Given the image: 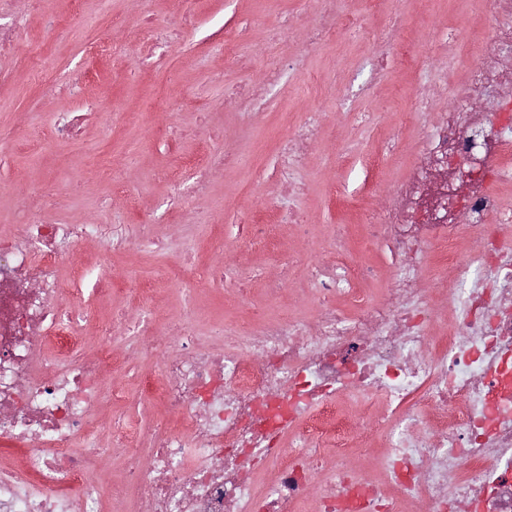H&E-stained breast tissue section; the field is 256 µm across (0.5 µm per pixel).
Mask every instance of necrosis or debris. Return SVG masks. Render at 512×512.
<instances>
[{
	"mask_svg": "<svg viewBox=\"0 0 512 512\" xmlns=\"http://www.w3.org/2000/svg\"><path fill=\"white\" fill-rule=\"evenodd\" d=\"M377 2L352 15L318 0L302 51L368 27ZM491 14L495 52L429 124L384 207L361 208L364 243L397 263L389 288L366 298L362 264L348 250L310 261L313 329L257 315L221 341L176 317L158 334L138 286L127 287L126 306L109 320H94L78 286L117 287L103 270L132 244L163 249L155 221L141 216L127 236L105 224L50 222L58 189H41L36 209L29 190L15 192L18 233L0 236V439L24 450L0 456V512H106L104 491L87 474L117 449L124 486L144 512H300L307 501L312 512H411L424 503L453 512L461 502L471 512H512V249L498 239L512 208L491 190L512 184V102L501 96L512 68L496 56L512 49V0H491ZM287 128L278 150L297 165L323 132L303 115ZM237 157L228 141L191 163V180L165 173L171 206L207 198ZM463 237L480 242L483 270L457 289L446 319L419 286L422 258L430 250L459 267ZM89 241L99 244L95 260L62 278L63 260ZM231 274V264L190 253L171 272L191 288ZM89 323L103 343L93 357L82 351ZM121 328L147 334L118 354L112 337ZM143 352L160 357L162 369L136 376V385L167 420L141 433L118 415L128 390L111 376ZM343 392L374 398V414L343 416ZM105 407L110 416H101ZM377 430L385 434L378 479L350 464ZM217 460L223 469H214Z\"/></svg>",
	"mask_w": 512,
	"mask_h": 512,
	"instance_id": "necrosis-or-debris-1",
	"label": "necrosis or debris"
}]
</instances>
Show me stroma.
I'll list each match as a JSON object with an SVG mask.
<instances>
[{"label":"stroma","mask_w":512,"mask_h":512,"mask_svg":"<svg viewBox=\"0 0 512 512\" xmlns=\"http://www.w3.org/2000/svg\"><path fill=\"white\" fill-rule=\"evenodd\" d=\"M146 9L163 23L178 15L179 0H152L147 7L140 0H84V22L68 42L48 53L47 81L62 87L60 94L48 96L34 83L23 58L39 46L51 20L31 11L27 0H16L23 34L15 53L0 57V69L11 75L9 84L0 88V132L13 139L12 148L0 153V233L14 230L15 188L75 176L82 181L83 194L61 212L66 222L79 224L92 214L98 223L119 225L136 213L163 211L168 186L157 178V170L184 171L186 162L200 152L190 141L163 144L156 139L154 132L162 119L158 92L167 87L174 97L185 100L184 109L170 113V120L190 126L198 113H208L211 124L223 129L225 138L236 144L240 160L215 178L209 205L195 214L181 215L178 222L159 224L166 250L142 245L113 254L114 273L150 286L157 324H165L186 300L181 285L169 277V266L183 253L211 255L218 224L226 227L224 247L233 263L252 273V291L244 300L221 289L201 292L196 301L204 321H220L226 329L243 331L242 315L247 306L265 300V277L280 272L279 255L291 252L309 261L329 249L331 234L339 225L344 226L349 246L370 271L362 280L363 287L375 291L392 272L391 258L383 250L364 251L353 203L375 200L415 161L431 113L447 109L456 85L476 61L479 46L491 39L489 15L473 14L468 0H385L373 25L386 32L393 19H401L408 37L418 40L429 64L420 72L387 65L377 74L369 93L343 99L339 96L341 83L354 76L372 48L356 33L345 31L311 53L301 52V33L290 27L296 0H197L195 29L183 33L172 49L182 68L178 79L170 83L165 80L166 57L147 56L146 45L132 37ZM261 16L280 26L277 39H269L266 27L257 25ZM228 24L248 28L249 35L237 52L249 66L223 69L224 78L217 81L213 73L223 68L224 62L221 29ZM461 26L468 30L467 52L442 47V33ZM94 37L112 41L116 47L111 76L89 77L82 87L68 84L69 71L80 62L86 41ZM136 60L142 61L145 74L131 83L124 72L128 63ZM280 60L289 62L290 67L279 84L268 88L261 106L229 99L228 88L258 75L266 62ZM420 87L431 98L430 112L414 109ZM90 97L99 101L101 118L91 120L84 136L65 149L52 147V113L84 109ZM116 109L132 117L120 140L113 138L105 120L106 114ZM301 112L309 113L314 122L328 126L332 133L331 138L319 141L293 172L304 190L288 203L306 214L313 230L306 234L296 226L276 224L267 228V239L260 242L245 225L258 200L274 205L283 202L276 137L287 120ZM390 128L399 129L400 138L389 154L380 132ZM106 153L130 163L135 175L133 189L113 196L108 210L98 206L99 198L109 189L98 176ZM383 153L387 162L375 164V157ZM250 180L255 181L256 190L247 196L242 188Z\"/></svg>","instance_id":"1"}]
</instances>
